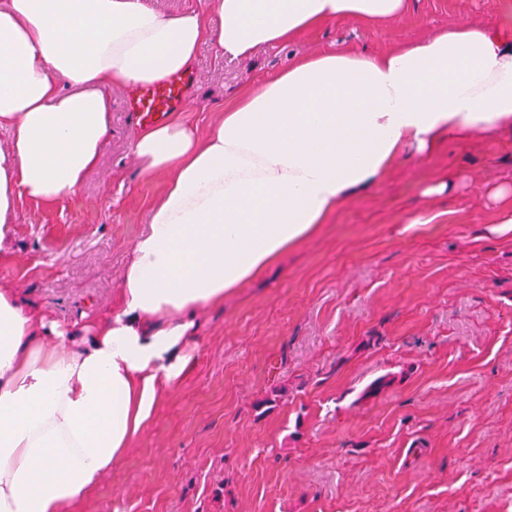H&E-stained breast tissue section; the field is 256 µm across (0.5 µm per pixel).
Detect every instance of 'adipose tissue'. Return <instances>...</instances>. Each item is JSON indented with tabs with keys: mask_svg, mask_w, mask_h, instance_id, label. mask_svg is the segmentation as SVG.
Returning a JSON list of instances; mask_svg holds the SVG:
<instances>
[{
	"mask_svg": "<svg viewBox=\"0 0 512 512\" xmlns=\"http://www.w3.org/2000/svg\"><path fill=\"white\" fill-rule=\"evenodd\" d=\"M408 0H0V252L16 200L76 194L112 128L106 87L188 71L202 44L228 59L326 23L382 27ZM512 126V35L460 25L380 53L293 59L199 134L170 120L135 158L166 176L133 243L118 300L82 339L0 287V512H73L186 370L198 316L263 275L406 148ZM148 2L156 9L169 13L198 11L205 16L209 26L214 27L217 23L214 14L208 11L207 0H148Z\"/></svg>",
	"mask_w": 512,
	"mask_h": 512,
	"instance_id": "obj_1",
	"label": "adipose tissue"
}]
</instances>
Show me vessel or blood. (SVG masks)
<instances>
[{
    "label": "vessel or blood",
    "mask_w": 512,
    "mask_h": 512,
    "mask_svg": "<svg viewBox=\"0 0 512 512\" xmlns=\"http://www.w3.org/2000/svg\"><path fill=\"white\" fill-rule=\"evenodd\" d=\"M193 78V73L188 72L139 88L130 100L138 126H153L179 110L184 102L185 88Z\"/></svg>",
    "instance_id": "vessel-or-blood-1"
}]
</instances>
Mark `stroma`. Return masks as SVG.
<instances>
[{
    "label": "stroma",
    "mask_w": 512,
    "mask_h": 512,
    "mask_svg": "<svg viewBox=\"0 0 512 512\" xmlns=\"http://www.w3.org/2000/svg\"><path fill=\"white\" fill-rule=\"evenodd\" d=\"M512 31V0H410L225 60L202 47L175 117L206 133L297 56L378 52L459 24ZM81 190L19 198L0 285L80 328L109 310L165 179L133 158L132 90ZM447 178L448 188L430 193ZM512 132L406 153L262 278L204 309L190 363L80 512H512ZM377 395L363 390L380 377ZM273 398L265 407V398Z\"/></svg>",
    "instance_id": "obj_1"
}]
</instances>
